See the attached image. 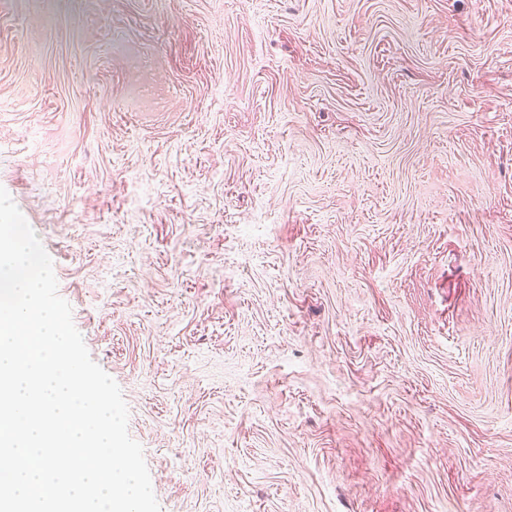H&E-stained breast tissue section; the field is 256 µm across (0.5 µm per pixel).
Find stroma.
<instances>
[{"instance_id":"1","label":"stroma","mask_w":512,"mask_h":512,"mask_svg":"<svg viewBox=\"0 0 512 512\" xmlns=\"http://www.w3.org/2000/svg\"><path fill=\"white\" fill-rule=\"evenodd\" d=\"M0 187L161 512H512V0H0Z\"/></svg>"}]
</instances>
